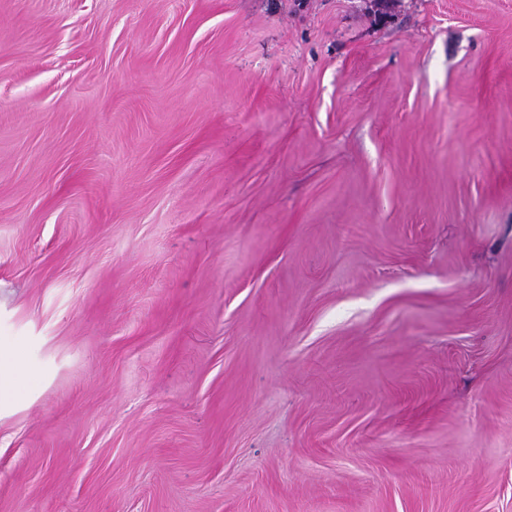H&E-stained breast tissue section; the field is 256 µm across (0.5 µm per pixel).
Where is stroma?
I'll return each instance as SVG.
<instances>
[{
  "mask_svg": "<svg viewBox=\"0 0 512 512\" xmlns=\"http://www.w3.org/2000/svg\"><path fill=\"white\" fill-rule=\"evenodd\" d=\"M0 512H512V0H0ZM26 382L18 365L0 354V403L15 396Z\"/></svg>",
  "mask_w": 512,
  "mask_h": 512,
  "instance_id": "stroma-1",
  "label": "stroma"
}]
</instances>
